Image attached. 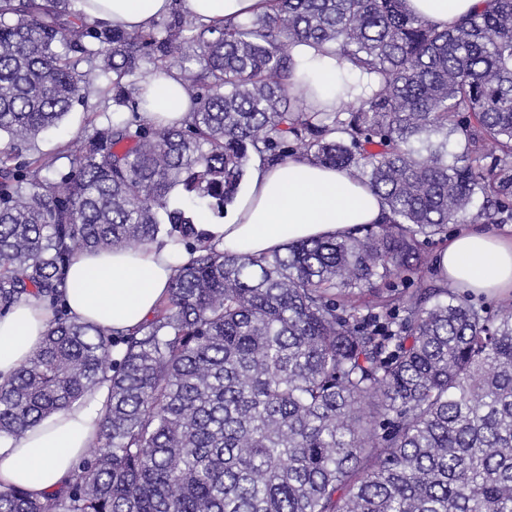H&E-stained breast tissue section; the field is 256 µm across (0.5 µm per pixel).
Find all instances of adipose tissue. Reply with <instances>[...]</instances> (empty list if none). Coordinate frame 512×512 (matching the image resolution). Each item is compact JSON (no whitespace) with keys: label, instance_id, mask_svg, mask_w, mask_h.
<instances>
[{"label":"adipose tissue","instance_id":"1","mask_svg":"<svg viewBox=\"0 0 512 512\" xmlns=\"http://www.w3.org/2000/svg\"><path fill=\"white\" fill-rule=\"evenodd\" d=\"M489 0H406L408 9L437 28L477 13ZM202 22L237 21L262 14L267 0H76L90 21L129 31L150 27L173 6ZM294 85L305 92L311 111L333 112L340 105L336 74L341 64L322 46L293 47ZM147 100L143 118L159 126L186 119L190 101L181 77L169 74L142 82ZM384 206L367 186L341 172L297 157L254 167L229 222L200 225L207 244L227 252L262 255L289 243L342 236L356 227L379 223ZM179 262L168 243L77 256L68 268L66 308L73 319L128 332L150 319L166 296ZM437 267L449 284L490 296L512 292V239L468 224L438 253ZM51 314L36 302H24L0 316V384L10 381L40 347ZM106 388L71 406L23 435L0 440V485L35 495L57 489L77 466L101 424Z\"/></svg>","mask_w":512,"mask_h":512}]
</instances>
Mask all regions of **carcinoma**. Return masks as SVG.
Here are the masks:
<instances>
[{
    "mask_svg": "<svg viewBox=\"0 0 512 512\" xmlns=\"http://www.w3.org/2000/svg\"><path fill=\"white\" fill-rule=\"evenodd\" d=\"M269 7L128 32L69 0H0V314L30 297L54 311L0 385V438L109 386L71 475L40 497L0 487V512H512V296L493 312L404 287L475 200L489 223L512 213V0L444 30L406 0ZM300 42L378 90L306 111L289 90ZM189 50V118L145 123L134 86ZM90 88L117 109L70 169L23 156ZM252 156L330 166L388 214L265 256L189 246ZM177 185L188 206L171 210ZM161 237L189 259L147 323L115 337L68 317L76 256Z\"/></svg>",
    "mask_w": 512,
    "mask_h": 512,
    "instance_id": "1",
    "label": "carcinoma"
}]
</instances>
